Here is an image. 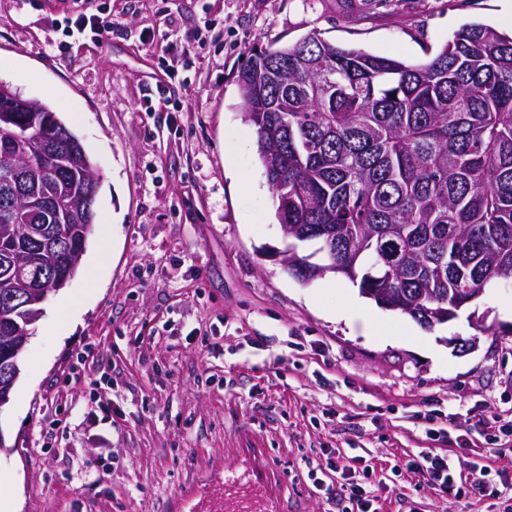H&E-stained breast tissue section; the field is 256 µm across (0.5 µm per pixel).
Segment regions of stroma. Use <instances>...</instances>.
<instances>
[{"mask_svg":"<svg viewBox=\"0 0 512 512\" xmlns=\"http://www.w3.org/2000/svg\"><path fill=\"white\" fill-rule=\"evenodd\" d=\"M99 8L118 27L64 37ZM473 21L511 32L512 0H0V82L56 112L101 181L79 271L0 409V512H190L246 435L283 512H336L308 478L335 447L385 478L378 512H512L396 469L442 428L466 475L512 421V283L477 300L484 325L427 331L349 280L288 275L236 82L255 47L313 36L419 64ZM171 32L175 80L147 45Z\"/></svg>","mask_w":512,"mask_h":512,"instance_id":"stroma-1","label":"stroma"}]
</instances>
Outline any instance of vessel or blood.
<instances>
[{"label":"vessel or blood","instance_id":"b4317fda","mask_svg":"<svg viewBox=\"0 0 512 512\" xmlns=\"http://www.w3.org/2000/svg\"><path fill=\"white\" fill-rule=\"evenodd\" d=\"M274 483L261 460L239 449L235 467L196 489V512H273Z\"/></svg>","mask_w":512,"mask_h":512}]
</instances>
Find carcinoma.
<instances>
[{
  "mask_svg": "<svg viewBox=\"0 0 512 512\" xmlns=\"http://www.w3.org/2000/svg\"><path fill=\"white\" fill-rule=\"evenodd\" d=\"M243 117L288 225L289 275L314 280L295 245L323 249L332 274L380 294L430 330L448 322L458 288H492L512 273V35L482 23L457 30L427 63L409 64L316 37L256 49L237 72ZM0 83V116L26 129L22 151L50 147L28 168L30 196L61 193L67 212L47 257L56 279H73L96 221L89 186L101 185L86 151L75 155L54 133L75 134L47 105ZM20 209L0 183V392L15 386L24 337L43 304L8 303L23 285L9 260L37 244L18 230Z\"/></svg>",
  "mask_w": 512,
  "mask_h": 512,
  "instance_id": "carcinoma-1",
  "label": "carcinoma"
}]
</instances>
